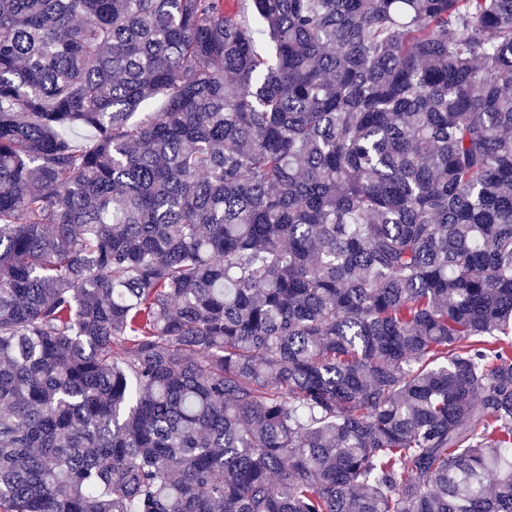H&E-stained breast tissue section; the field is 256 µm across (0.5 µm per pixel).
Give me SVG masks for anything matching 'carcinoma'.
<instances>
[{
  "label": "carcinoma",
  "mask_w": 512,
  "mask_h": 512,
  "mask_svg": "<svg viewBox=\"0 0 512 512\" xmlns=\"http://www.w3.org/2000/svg\"><path fill=\"white\" fill-rule=\"evenodd\" d=\"M0 512H512V0H0Z\"/></svg>",
  "instance_id": "1"
}]
</instances>
